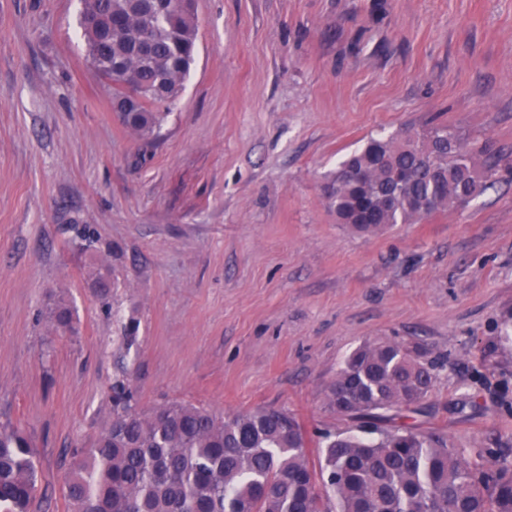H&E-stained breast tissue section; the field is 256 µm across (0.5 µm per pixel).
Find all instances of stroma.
I'll return each mask as SVG.
<instances>
[{"label":"stroma","instance_id":"35a3bbf8","mask_svg":"<svg viewBox=\"0 0 512 512\" xmlns=\"http://www.w3.org/2000/svg\"><path fill=\"white\" fill-rule=\"evenodd\" d=\"M81 9L0 0V424L36 451L33 512H70L116 382L140 410L281 407L346 434L328 388L378 341L435 367L405 424L512 469V179L378 235L325 197L367 139L434 118L512 164V0H193L197 55L148 141Z\"/></svg>","mask_w":512,"mask_h":512}]
</instances>
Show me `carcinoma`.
Wrapping results in <instances>:
<instances>
[{
  "label": "carcinoma",
  "mask_w": 512,
  "mask_h": 512,
  "mask_svg": "<svg viewBox=\"0 0 512 512\" xmlns=\"http://www.w3.org/2000/svg\"><path fill=\"white\" fill-rule=\"evenodd\" d=\"M173 2L82 0L87 58L113 102L138 100L119 118L142 139L161 128L159 108L178 98L197 51L192 11ZM356 170L370 180L354 181ZM498 171L440 123L370 139L341 162L327 198L339 223L373 235L479 196ZM432 386L417 348L379 341L350 354L327 403L354 420L390 422L388 411H422ZM132 401L130 388L116 384L108 428L74 453L65 477L71 512H512V470L473 464L434 431L325 430L316 467L311 440L286 409L217 415L174 403L139 411ZM36 492L34 448L19 428L0 425V512H31Z\"/></svg>",
  "instance_id": "cac0c4a2"
}]
</instances>
